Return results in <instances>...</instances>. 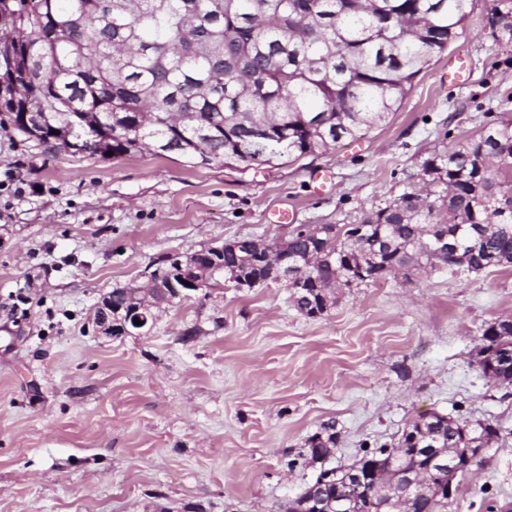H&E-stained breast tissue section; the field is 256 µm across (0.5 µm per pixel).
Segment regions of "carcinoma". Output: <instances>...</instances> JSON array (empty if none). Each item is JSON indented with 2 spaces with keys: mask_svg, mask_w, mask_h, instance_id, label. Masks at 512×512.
I'll use <instances>...</instances> for the list:
<instances>
[{
  "mask_svg": "<svg viewBox=\"0 0 512 512\" xmlns=\"http://www.w3.org/2000/svg\"><path fill=\"white\" fill-rule=\"evenodd\" d=\"M477 0H0L12 16L14 72L22 82L30 124L10 101L16 129L30 139L68 147L78 133L90 156L122 157L158 146L201 164L250 167L254 121L270 131L262 164L318 156L357 141L399 109L414 78L458 35ZM499 40L512 42V0H488ZM425 200L405 192L363 213L343 230L330 225L318 241L309 229L288 236L286 252L308 272V291L293 299L303 316L323 314L331 289L358 288L389 276V268L444 266L469 272L512 266V120L439 152L421 165ZM458 244V254L432 252V235ZM224 278H266L264 266L242 255L207 251ZM138 298L112 289V304L135 308ZM476 364L512 384V323H489ZM492 352L491 362L480 359ZM499 435L490 421L471 427L434 412L413 423L391 448L364 454L350 468L324 470L285 512H334L349 469L373 470L396 451L407 469L422 468L418 441L440 448H474ZM335 427L308 439L317 461L337 447ZM382 501L361 492L357 512H378ZM437 502L386 512H435Z\"/></svg>",
  "mask_w": 512,
  "mask_h": 512,
  "instance_id": "carcinoma-1",
  "label": "carcinoma"
}]
</instances>
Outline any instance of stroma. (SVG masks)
Here are the masks:
<instances>
[{
  "label": "stroma",
  "instance_id": "obj_1",
  "mask_svg": "<svg viewBox=\"0 0 512 512\" xmlns=\"http://www.w3.org/2000/svg\"><path fill=\"white\" fill-rule=\"evenodd\" d=\"M505 117L512 43L484 0L397 112L317 157L240 171L75 155L0 112V512H283L321 468L433 411L502 429L438 512L512 506V385L475 364L487 324L512 319V267L340 288L318 318L270 283L191 292L147 331L92 325L104 295L179 254L358 223L410 191L425 159ZM329 424V457L299 459Z\"/></svg>",
  "mask_w": 512,
  "mask_h": 512
}]
</instances>
